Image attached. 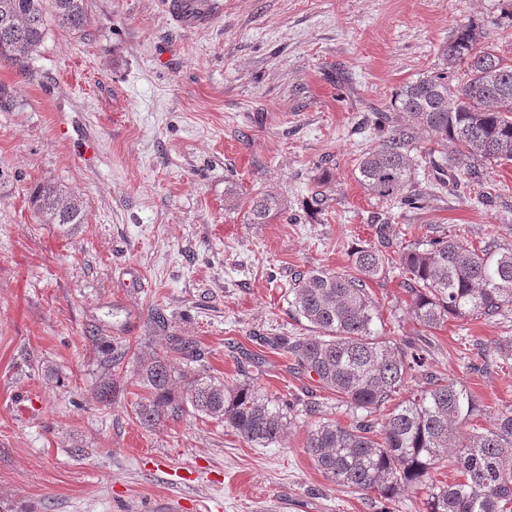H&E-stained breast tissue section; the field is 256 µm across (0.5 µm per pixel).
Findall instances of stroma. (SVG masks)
Wrapping results in <instances>:
<instances>
[{"label": "stroma", "mask_w": 512, "mask_h": 512, "mask_svg": "<svg viewBox=\"0 0 512 512\" xmlns=\"http://www.w3.org/2000/svg\"><path fill=\"white\" fill-rule=\"evenodd\" d=\"M478 24L512 60V0H89L75 33L49 25L17 102L0 111V512H420L426 487L393 502L327 480L304 449L313 418L353 414L294 369L280 336L298 273L344 272L354 248L434 227L512 245V162L422 210L371 198L355 177L378 145V113L438 68L454 28ZM77 196L80 224L37 223L29 196ZM322 192L317 211L308 205ZM286 206L254 224L249 201ZM379 335L424 338L427 373L464 385L479 425L512 411V363L496 319H415L399 270L371 282ZM194 337L211 375L293 401L282 444L250 445L195 415L141 426L133 356L164 349L147 319ZM128 344L121 391L97 398L108 342Z\"/></svg>", "instance_id": "1"}]
</instances>
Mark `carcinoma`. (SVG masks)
Instances as JSON below:
<instances>
[{
    "mask_svg": "<svg viewBox=\"0 0 512 512\" xmlns=\"http://www.w3.org/2000/svg\"><path fill=\"white\" fill-rule=\"evenodd\" d=\"M51 20L84 31L86 0H0V67L26 73ZM481 38L474 23L458 26L439 48L442 67L402 85L392 113H379L383 139L357 165V181L369 196L406 210L424 208L416 155L422 132L435 136L427 156L440 192L478 183L485 166L512 161V63L482 46ZM31 205L45 224L84 220L80 200L51 185L38 187ZM281 210V199L263 194L252 198L249 214L252 223L264 224ZM390 247L382 236L377 246L351 251V272L312 270L289 285V314L305 322L310 335L281 336L279 346L297 369L353 412L348 425L321 418L307 434L306 452L331 482L386 501L448 466L457 481L431 484L420 512H512V412L479 426L476 400L435 374L427 376V387L395 401L425 371V344L377 335L369 289L387 269L398 268L421 325L492 319L512 306V248L494 239L475 246L446 234ZM124 358L125 350L117 347L105 361L100 401L115 397L119 384L112 368ZM202 361L191 336L171 335L167 351L136 357L143 395L133 409L140 425L155 428L192 413L253 445L281 442L290 404L246 382L230 385L208 373Z\"/></svg>",
    "mask_w": 512,
    "mask_h": 512,
    "instance_id": "obj_1",
    "label": "carcinoma"
}]
</instances>
